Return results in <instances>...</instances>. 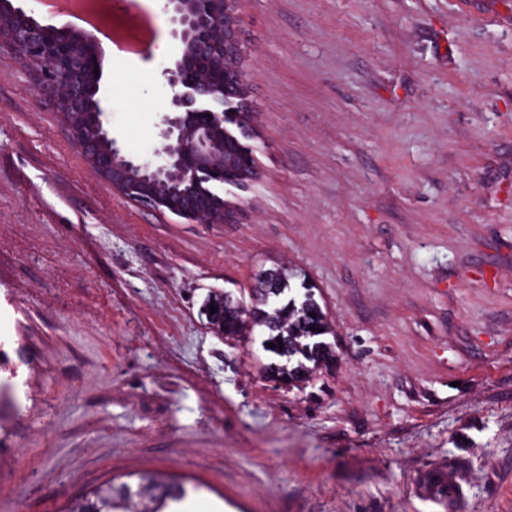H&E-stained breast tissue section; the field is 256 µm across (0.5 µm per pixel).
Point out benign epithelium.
<instances>
[{"label":"benign epithelium","mask_w":512,"mask_h":512,"mask_svg":"<svg viewBox=\"0 0 512 512\" xmlns=\"http://www.w3.org/2000/svg\"><path fill=\"white\" fill-rule=\"evenodd\" d=\"M238 0H167L172 35L182 45L164 75L171 89L159 124L155 158L122 154L106 127L96 96L105 51L94 37L68 23L44 25L22 8L0 12V49L31 71L37 89L49 93L56 111L88 165L113 191L132 202L198 224H223L230 212L220 185L235 158L224 143L255 167L250 137L248 79ZM92 99V111L85 110Z\"/></svg>","instance_id":"1"}]
</instances>
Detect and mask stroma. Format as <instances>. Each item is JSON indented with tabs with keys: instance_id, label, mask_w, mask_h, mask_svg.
I'll use <instances>...</instances> for the list:
<instances>
[{
	"instance_id": "1",
	"label": "stroma",
	"mask_w": 512,
	"mask_h": 512,
	"mask_svg": "<svg viewBox=\"0 0 512 512\" xmlns=\"http://www.w3.org/2000/svg\"><path fill=\"white\" fill-rule=\"evenodd\" d=\"M166 0L101 80L153 158L178 56ZM257 176L228 224L141 207L85 162L0 53V512H67L107 480L183 479L224 512H440L425 465L468 459L456 512H512V0H239ZM302 270L336 368L274 388L212 289Z\"/></svg>"
}]
</instances>
